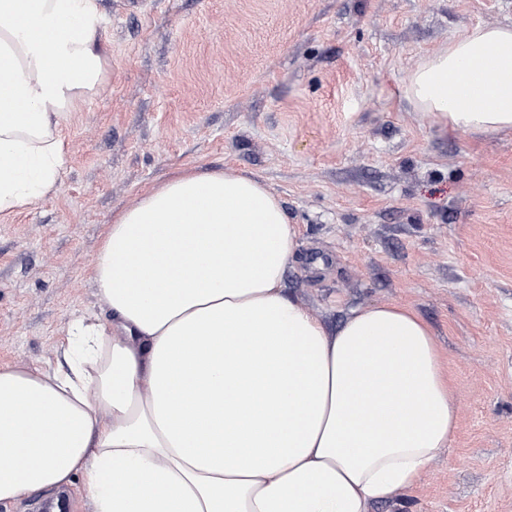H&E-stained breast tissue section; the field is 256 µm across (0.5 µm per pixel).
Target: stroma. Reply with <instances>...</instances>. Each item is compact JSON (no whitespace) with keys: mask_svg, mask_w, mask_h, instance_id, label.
<instances>
[{"mask_svg":"<svg viewBox=\"0 0 512 512\" xmlns=\"http://www.w3.org/2000/svg\"><path fill=\"white\" fill-rule=\"evenodd\" d=\"M106 86L62 133L57 193L0 213V367L65 366L113 213L187 165L261 178L298 228L285 274L336 328L394 302L430 327L457 431L371 512H512V131H452L404 97L415 65L512 0H104Z\"/></svg>","mask_w":512,"mask_h":512,"instance_id":"1","label":"stroma"}]
</instances>
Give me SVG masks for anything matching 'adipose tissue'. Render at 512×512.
I'll return each mask as SVG.
<instances>
[{
  "mask_svg": "<svg viewBox=\"0 0 512 512\" xmlns=\"http://www.w3.org/2000/svg\"><path fill=\"white\" fill-rule=\"evenodd\" d=\"M102 0H0V213L56 192L61 126L103 87ZM405 95L448 129L512 131V26H478ZM298 230L264 182L176 170L112 217L67 367L0 368V500L81 475L93 512H370L448 447L433 333L396 303L336 330L284 276Z\"/></svg>",
  "mask_w": 512,
  "mask_h": 512,
  "instance_id": "obj_1",
  "label": "adipose tissue"
}]
</instances>
